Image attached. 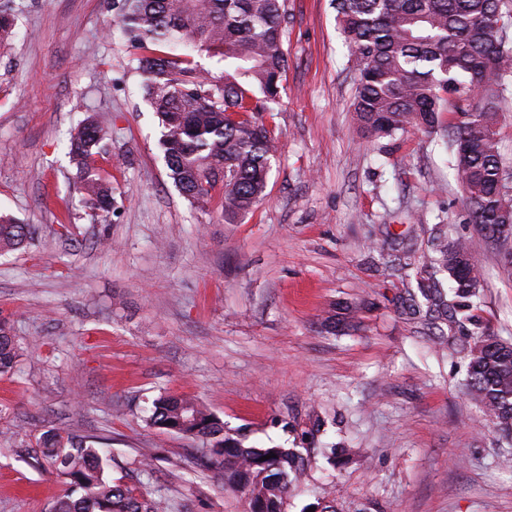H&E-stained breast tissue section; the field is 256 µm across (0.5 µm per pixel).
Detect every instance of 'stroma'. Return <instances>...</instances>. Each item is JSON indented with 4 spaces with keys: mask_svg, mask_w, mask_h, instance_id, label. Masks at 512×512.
I'll list each match as a JSON object with an SVG mask.
<instances>
[{
    "mask_svg": "<svg viewBox=\"0 0 512 512\" xmlns=\"http://www.w3.org/2000/svg\"><path fill=\"white\" fill-rule=\"evenodd\" d=\"M112 2L0 0L16 22L0 44V213L32 231L0 256V321L23 350L0 376V512H46L64 492L27 455L53 428L101 437L112 480L172 512H243L190 441L145 423L163 392L197 397L255 446L285 443L277 420L325 414L322 443L352 461L316 458L286 512L329 486L339 512H512L501 439L460 389L465 361L410 337L380 229L439 220L467 241L482 315L511 343L512 267L470 223L442 141L357 135L359 70L332 0H286V90L269 121L279 151L265 198L235 224L168 177L140 51L107 33ZM92 113L108 131L94 165L115 189L105 223L68 156ZM342 303L359 325L328 332Z\"/></svg>",
    "mask_w": 512,
    "mask_h": 512,
    "instance_id": "obj_1",
    "label": "stroma"
}]
</instances>
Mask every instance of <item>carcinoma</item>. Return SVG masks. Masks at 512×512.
I'll return each mask as SVG.
<instances>
[{"instance_id":"1","label":"carcinoma","mask_w":512,"mask_h":512,"mask_svg":"<svg viewBox=\"0 0 512 512\" xmlns=\"http://www.w3.org/2000/svg\"><path fill=\"white\" fill-rule=\"evenodd\" d=\"M286 0H119L116 25L132 46L148 102L162 127L161 146L179 193L199 209L219 200L232 224L265 195L277 142L266 123L270 103L284 89L288 66ZM337 18L359 62L353 102L365 139L416 131L440 135L453 151L454 169L469 220L495 241L512 237V158L496 137L499 104L512 97V0H335ZM204 55L212 68L202 69ZM452 121L443 126L439 115ZM106 131L92 115L70 137L69 159L84 206L96 218L112 213V182L93 166ZM428 251L396 238L385 271L416 287L396 296L410 333L433 342L442 355L467 360L465 391L495 430L512 439V344L479 314L482 275L467 242H448V225L431 228ZM29 227L0 215V254L20 248ZM449 278L446 287L441 275ZM355 310L341 305L327 316L333 332L352 325ZM21 348L0 322V374L13 370ZM149 424L197 444L199 459L223 474L224 487L242 494L245 512H284L291 488L319 453L331 462L349 449L319 447L325 420L287 422L294 446L245 445L197 400L156 396ZM35 466L67 485L49 512H167L165 501L145 496L105 474L107 457L94 441L56 430L36 442ZM272 458L262 460L266 455Z\"/></svg>"}]
</instances>
